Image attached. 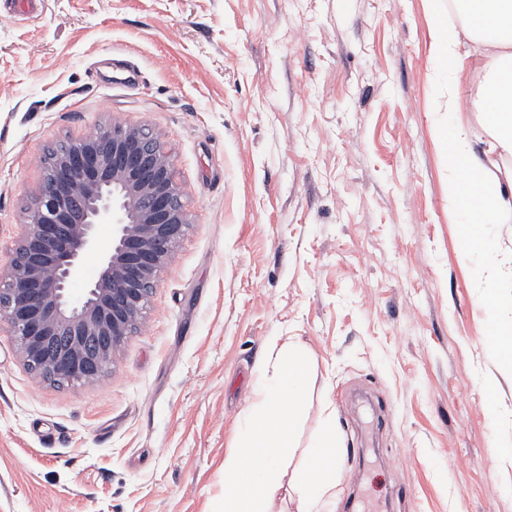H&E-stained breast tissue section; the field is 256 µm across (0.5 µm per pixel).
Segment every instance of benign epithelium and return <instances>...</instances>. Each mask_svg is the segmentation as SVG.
<instances>
[{"label": "benign epithelium", "instance_id": "1", "mask_svg": "<svg viewBox=\"0 0 512 512\" xmlns=\"http://www.w3.org/2000/svg\"><path fill=\"white\" fill-rule=\"evenodd\" d=\"M45 180L0 266V330L45 382L91 383L137 333L161 271L192 224L159 135L106 122L43 158ZM115 219L112 246L83 298L67 290L95 228Z\"/></svg>", "mask_w": 512, "mask_h": 512}]
</instances>
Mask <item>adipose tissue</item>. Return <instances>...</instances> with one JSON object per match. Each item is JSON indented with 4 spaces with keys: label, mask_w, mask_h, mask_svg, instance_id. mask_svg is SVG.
I'll use <instances>...</instances> for the list:
<instances>
[{
    "label": "adipose tissue",
    "mask_w": 512,
    "mask_h": 512,
    "mask_svg": "<svg viewBox=\"0 0 512 512\" xmlns=\"http://www.w3.org/2000/svg\"><path fill=\"white\" fill-rule=\"evenodd\" d=\"M424 3L430 58L447 88L435 132L448 145V200L464 226L465 253L482 260L481 302L494 309L501 279L512 278V247L503 246L495 232L512 220V176H487L496 159L512 160V0H453L449 8L443 0ZM465 38L483 50L471 109L490 139L486 158L474 153L472 130L462 118L458 48ZM310 389L309 357L293 342L283 343L274 362L259 368L252 404L224 462V512H272L285 493L296 512H333L343 439L327 417L302 442Z\"/></svg>",
    "instance_id": "1"
}]
</instances>
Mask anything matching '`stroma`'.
Here are the masks:
<instances>
[{
    "instance_id": "obj_1",
    "label": "stroma",
    "mask_w": 512,
    "mask_h": 512,
    "mask_svg": "<svg viewBox=\"0 0 512 512\" xmlns=\"http://www.w3.org/2000/svg\"><path fill=\"white\" fill-rule=\"evenodd\" d=\"M423 0H0V264L41 156L161 134L193 224L98 382L0 334V512H222L272 337L334 413L335 512H512V367L448 205ZM486 336L488 345L496 349L512 365V320L502 322L494 319Z\"/></svg>"
}]
</instances>
